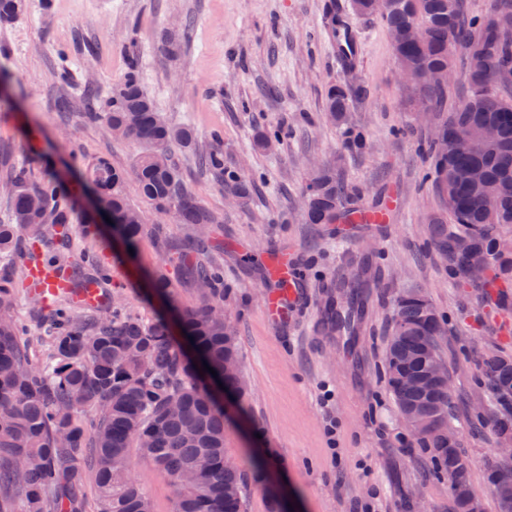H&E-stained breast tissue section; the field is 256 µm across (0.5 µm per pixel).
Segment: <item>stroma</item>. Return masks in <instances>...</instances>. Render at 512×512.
Returning a JSON list of instances; mask_svg holds the SVG:
<instances>
[{"instance_id":"stroma-1","label":"stroma","mask_w":512,"mask_h":512,"mask_svg":"<svg viewBox=\"0 0 512 512\" xmlns=\"http://www.w3.org/2000/svg\"><path fill=\"white\" fill-rule=\"evenodd\" d=\"M338 10L360 39L353 67L336 59L324 27ZM174 35V55L161 50ZM144 65V88L166 120L191 124L198 149L221 137L225 160L252 175L257 189L247 204L225 198L212 177L199 174L193 156L175 151L186 184L223 219L212 258L224 265V314L240 347L248 387L231 400L224 455L258 473L246 512H269L271 494L292 512H452L447 478L428 474L383 379L382 365L398 290L422 289L446 319L440 349L459 413L458 434L471 458V480L485 512H499L485 481L494 460L495 433L485 425L471 435L466 412L487 409L476 384L479 357L512 354V311L489 312L479 291L449 279L448 263L428 248L426 220L443 203L425 178L428 158L419 149L427 129L406 104V85L384 22L354 13L351 0H30L28 12L0 26V68L13 77L0 94V157L49 160L53 168L73 155L107 156L130 168L138 145L113 137L106 123L85 121L83 89L110 92L130 54ZM68 70L69 81L57 72ZM356 91L353 124L368 138L364 153L348 154L342 129L324 115L330 85ZM69 98L72 109L57 102ZM285 129L281 144L254 145L257 125ZM342 158L345 181L359 190L356 207L396 192L399 207L383 231L303 219L304 188L316 163ZM159 237L142 240L134 259L100 240L76 236L79 250L97 255L111 270L107 290L144 319L161 308L141 274L167 263L170 247L184 246L186 225L161 218ZM287 250L303 264L304 286L288 323H270L264 311L274 283L266 255ZM376 256L383 279L373 289L352 350L321 328L328 286L348 273L352 256ZM130 476L151 497L155 512H172L164 475L133 459Z\"/></svg>"}]
</instances>
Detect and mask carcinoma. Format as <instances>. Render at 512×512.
<instances>
[{"instance_id":"1","label":"carcinoma","mask_w":512,"mask_h":512,"mask_svg":"<svg viewBox=\"0 0 512 512\" xmlns=\"http://www.w3.org/2000/svg\"><path fill=\"white\" fill-rule=\"evenodd\" d=\"M358 8L363 15L380 16L401 65L453 68L457 53L465 56L471 93L456 110L442 109L446 88L418 80L407 87L408 104L414 111L426 106L434 112L421 149L432 156L433 184L444 209L431 215L430 247L448 262V277L461 286L486 288L487 279L472 277L467 257L452 250V241L466 237L489 249L504 228L512 227V96L492 92L498 69L512 67V0H499L492 20L465 17L461 0H396L386 10L379 0H359ZM27 10L28 0H0V25L14 23ZM143 82L142 60L133 55L114 91L101 95L91 85L84 90L89 119L124 130L140 151L128 170L115 168L106 156L73 160L80 185L97 190V208L111 219L104 229L88 221L81 233L116 236L127 253L138 249L148 231L145 212L129 202L130 191L156 214L176 208L179 222L194 231L176 251L177 270L192 284L206 285L204 302L182 307L178 280L163 266L146 273L150 294L163 310L151 321L120 304L102 317L89 308L79 311L73 295L61 292L46 305L47 338L38 348L13 313L28 265L42 263L55 275L67 273L77 288H102L109 277L97 261L77 262L67 255L74 246V203L69 183L56 171L34 160L13 165L0 177L8 202L6 219L0 221V512H85L89 484L98 496L97 512H154L142 485L128 476L134 455L167 476L174 489L173 512H244L250 478L246 470L227 464L219 396L226 391L242 398L246 386L241 375L224 374V366L239 354L221 308L224 268L202 259L212 248L211 228L221 218L188 190L173 159V151L193 147V128L164 120ZM352 97V91L333 84L325 108L344 129L348 150L362 152L367 137L350 124ZM487 124L498 129L492 146L477 142L446 156L434 149L438 135L474 136ZM282 137L283 128L271 123L256 131L254 144L266 149ZM195 163L224 191L244 201L251 198L255 181L224 162L220 145L196 154ZM339 166L336 159L312 174L306 223L339 224L351 213L345 205L358 190L344 183ZM18 255L28 260L20 270L14 265ZM489 269L499 282L490 308L512 309V252L494 257ZM378 287L379 277L368 267L337 279L333 288L349 303L338 308L329 301L324 330L354 331L367 289ZM444 333L422 290L397 293L384 375L398 411L413 406L422 415L436 412L448 425L455 416L451 396L409 389L398 381L424 374L427 356L441 357ZM205 363L217 375L201 371ZM479 366L491 409L477 421L492 422L497 433L512 429V357H483ZM413 441L448 481L466 471L467 488H472V462L462 443L448 445L441 429L415 435Z\"/></svg>"}]
</instances>
